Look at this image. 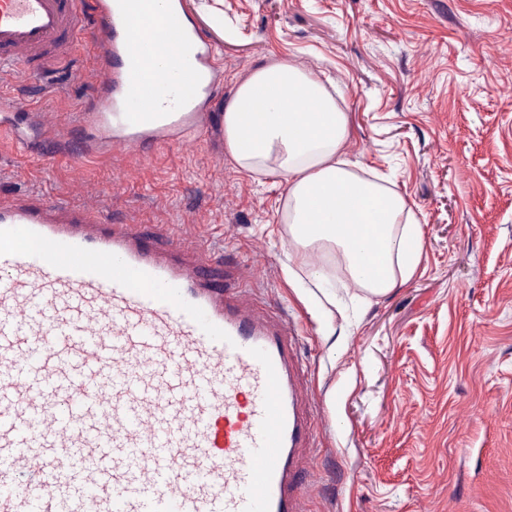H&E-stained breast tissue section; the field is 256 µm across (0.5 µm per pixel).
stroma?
<instances>
[{
  "instance_id": "stroma-1",
  "label": "stroma",
  "mask_w": 512,
  "mask_h": 512,
  "mask_svg": "<svg viewBox=\"0 0 512 512\" xmlns=\"http://www.w3.org/2000/svg\"><path fill=\"white\" fill-rule=\"evenodd\" d=\"M222 96L193 138L124 161L113 189L106 153L78 155L96 56L0 84L20 112L24 153L0 140V194L34 191L115 216L174 226L295 330L306 395L318 411L304 462L306 512H512V0H191ZM300 61L326 72L348 112L344 153L387 177L422 232L412 277L374 296L349 276L301 298L284 269L321 273L292 245L288 182L240 169L221 117L255 66ZM63 124L44 158L33 111ZM335 315H315V303Z\"/></svg>"
}]
</instances>
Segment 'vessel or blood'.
<instances>
[{
    "label": "vessel or blood",
    "instance_id": "vessel-or-blood-1",
    "mask_svg": "<svg viewBox=\"0 0 512 512\" xmlns=\"http://www.w3.org/2000/svg\"><path fill=\"white\" fill-rule=\"evenodd\" d=\"M86 33L114 161L182 141L216 67L183 0H0V80ZM210 259L96 204L0 197V512H303L292 329Z\"/></svg>",
    "mask_w": 512,
    "mask_h": 512
}]
</instances>
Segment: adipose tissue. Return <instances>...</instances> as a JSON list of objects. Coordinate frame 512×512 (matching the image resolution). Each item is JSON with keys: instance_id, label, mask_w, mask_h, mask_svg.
Masks as SVG:
<instances>
[{"instance_id": "obj_1", "label": "adipose tissue", "mask_w": 512, "mask_h": 512, "mask_svg": "<svg viewBox=\"0 0 512 512\" xmlns=\"http://www.w3.org/2000/svg\"><path fill=\"white\" fill-rule=\"evenodd\" d=\"M349 125L326 84L272 62L239 82L224 112V147L248 172L285 174L295 246L338 251L351 278L380 296L414 272L421 226L403 194L343 158Z\"/></svg>"}]
</instances>
